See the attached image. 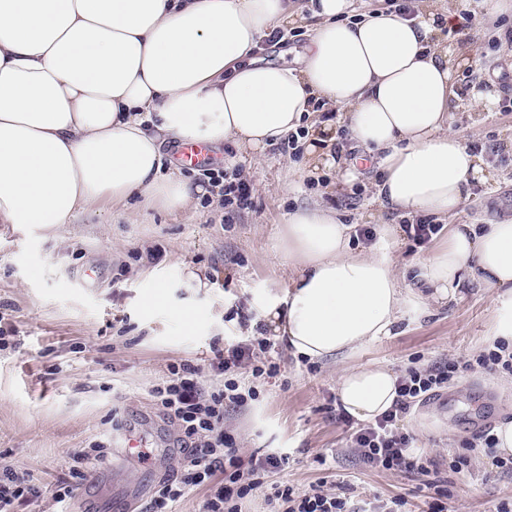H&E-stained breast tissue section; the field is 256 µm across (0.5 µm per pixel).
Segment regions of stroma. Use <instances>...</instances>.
Segmentation results:
<instances>
[{
	"instance_id": "stroma-1",
	"label": "stroma",
	"mask_w": 512,
	"mask_h": 512,
	"mask_svg": "<svg viewBox=\"0 0 512 512\" xmlns=\"http://www.w3.org/2000/svg\"><path fill=\"white\" fill-rule=\"evenodd\" d=\"M448 64L458 96L449 125L489 174L487 183L473 185L459 221L482 227L512 214V16L502 23L486 18L479 39L449 41ZM478 91L493 93L492 109L472 105ZM327 124L336 132L335 163L317 170L281 143L254 157L216 145L218 169L239 168L252 187L253 204L240 212L227 213L214 188L183 214L143 207L131 218L105 205L51 228L0 223V464L38 489L20 512H149L158 484L183 476L178 427L151 391L170 364L207 360L212 346L240 340L236 309L255 310L271 283L286 287L288 271L275 247L284 213L323 201L353 226L356 248L368 245L360 229L403 223L401 211L374 198L379 173L360 158L340 117ZM151 252L156 260H148ZM89 265L102 272L91 288L75 279ZM158 278L169 285L167 300L146 306ZM462 292L459 301L406 317L397 335L353 356L308 362L279 341L275 376L241 372L242 387H255L258 397L226 413L225 430L242 457L278 451L289 457L285 471L263 476L247 512H278L267 497L279 480L302 491L341 486L359 499L400 495L408 512H423L421 475L369 468L355 456L348 441L355 421L338 403L337 377L366 363L402 376L488 351L492 295L474 285ZM184 310L194 327L181 319ZM511 378L497 367H474L398 423L423 449L428 477L447 489L448 512H493L512 501V473L496 467L495 454L466 449L474 437L512 420V400L499 388ZM128 439L148 457H119ZM98 442L107 445L101 458L91 453ZM464 452L471 455L468 469L449 472V457ZM80 455L87 477L58 501L55 492Z\"/></svg>"
}]
</instances>
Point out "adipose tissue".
Instances as JSON below:
<instances>
[{
	"label": "adipose tissue",
	"mask_w": 512,
	"mask_h": 512,
	"mask_svg": "<svg viewBox=\"0 0 512 512\" xmlns=\"http://www.w3.org/2000/svg\"><path fill=\"white\" fill-rule=\"evenodd\" d=\"M312 20L295 64L259 57L272 31ZM451 17L421 6L402 17L356 15L354 0H0V222L69 224L133 197L175 214L205 194L161 176L173 140L243 152L305 131L312 166L327 163L312 122L316 102L341 107L361 154L381 171L377 195L406 216L452 218L483 173L482 159L448 126L454 96L448 51L436 40ZM351 246V228L322 205L282 217L286 287L266 289L262 317L293 355L350 356L393 336L408 310L493 293L489 342L512 345V217L448 242L417 262L405 285L400 230ZM398 375L367 363L344 369L339 402L372 421L398 397Z\"/></svg>",
	"instance_id": "adipose-tissue-1"
}]
</instances>
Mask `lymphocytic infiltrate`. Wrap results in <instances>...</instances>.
Returning <instances> with one entry per match:
<instances>
[{
    "label": "lymphocytic infiltrate",
    "mask_w": 512,
    "mask_h": 512,
    "mask_svg": "<svg viewBox=\"0 0 512 512\" xmlns=\"http://www.w3.org/2000/svg\"><path fill=\"white\" fill-rule=\"evenodd\" d=\"M272 350L268 339L255 336L228 342L223 348L213 349L208 365L191 360L170 365L167 378L154 386L155 401L178 424L189 468L182 478L159 485L152 512H169L186 486L205 482L213 485L207 512H243L246 498L260 484V473L287 464V455L278 452L242 459L233 437L224 429L225 411L257 395L252 388L241 391L238 373L247 369L257 378L273 374L276 365L270 358ZM208 369L223 374V388H205L203 377ZM458 370L459 364L454 361L411 370L400 377L394 408L350 435L359 460L372 468H405L428 474L425 456L415 448L413 437L399 428L398 421L417 402L447 388ZM273 496L281 502L284 512H403L405 505L401 497L357 504L342 492L330 493L320 488L299 492L288 484L275 486Z\"/></svg>",
    "instance_id": "lymphocytic-infiltrate-1"
}]
</instances>
